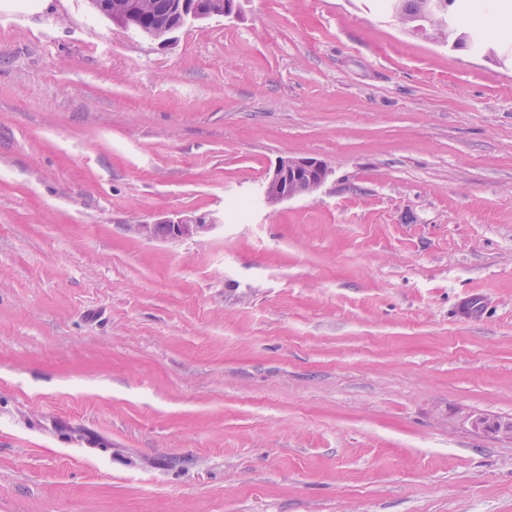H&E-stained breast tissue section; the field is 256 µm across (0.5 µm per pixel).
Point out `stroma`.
Returning a JSON list of instances; mask_svg holds the SVG:
<instances>
[{"instance_id": "obj_1", "label": "stroma", "mask_w": 512, "mask_h": 512, "mask_svg": "<svg viewBox=\"0 0 512 512\" xmlns=\"http://www.w3.org/2000/svg\"><path fill=\"white\" fill-rule=\"evenodd\" d=\"M236 5L0 0V512H512V0ZM137 9L132 27L145 35L156 25L173 18L178 0H126ZM430 1L433 0H385L392 9L393 15L403 16L412 20V23H418L416 26H422L423 23L433 25L434 17L429 14ZM328 175L327 166L318 159H282L264 184L263 193L269 203L312 195L326 182ZM215 221V219L206 218L205 216H180L176 219L160 222L159 236L165 237L166 231L163 226L167 224L172 228L168 236L169 240L181 241L205 237L216 226V224H214ZM475 432H488L512 440V419L490 420L486 417L475 415L468 419Z\"/></svg>"}]
</instances>
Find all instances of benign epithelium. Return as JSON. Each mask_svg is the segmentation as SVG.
Here are the masks:
<instances>
[{
    "label": "benign epithelium",
    "mask_w": 512,
    "mask_h": 512,
    "mask_svg": "<svg viewBox=\"0 0 512 512\" xmlns=\"http://www.w3.org/2000/svg\"><path fill=\"white\" fill-rule=\"evenodd\" d=\"M92 5L99 12L108 13L112 21L125 27L130 26L131 18L126 5L121 0H92ZM329 171L320 160L311 157L287 158L279 161L272 175L263 187L264 196L269 203H277L299 196L312 195L326 182ZM165 224L172 231L168 239L181 241L206 236L215 227V219L204 216H180L169 219ZM472 429L476 432H488L512 440V419L490 420L475 415L469 418Z\"/></svg>",
    "instance_id": "obj_1"
}]
</instances>
